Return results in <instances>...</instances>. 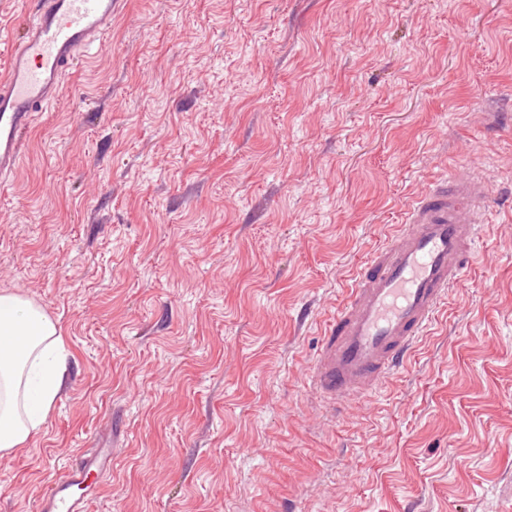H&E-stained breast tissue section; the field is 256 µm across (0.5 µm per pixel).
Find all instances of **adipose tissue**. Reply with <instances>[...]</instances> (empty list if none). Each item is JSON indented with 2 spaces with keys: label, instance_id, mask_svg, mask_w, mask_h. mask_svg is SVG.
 <instances>
[{
  "label": "adipose tissue",
  "instance_id": "obj_1",
  "mask_svg": "<svg viewBox=\"0 0 512 512\" xmlns=\"http://www.w3.org/2000/svg\"><path fill=\"white\" fill-rule=\"evenodd\" d=\"M63 350L57 324L41 305L0 292V453L45 424L66 385Z\"/></svg>",
  "mask_w": 512,
  "mask_h": 512
}]
</instances>
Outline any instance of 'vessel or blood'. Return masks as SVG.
<instances>
[{"instance_id": "vessel-or-blood-1", "label": "vessel or blood", "mask_w": 512, "mask_h": 512, "mask_svg": "<svg viewBox=\"0 0 512 512\" xmlns=\"http://www.w3.org/2000/svg\"><path fill=\"white\" fill-rule=\"evenodd\" d=\"M123 0H36L14 34L0 74V181L18 167L38 112L58 102L76 63L102 49ZM489 182L446 172L404 210L388 242L357 269L323 331L309 386L336 413L353 394L375 393L429 335L450 288L472 268ZM112 469V451L87 448L43 494L39 512H88L77 489Z\"/></svg>"}]
</instances>
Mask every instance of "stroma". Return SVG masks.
Masks as SVG:
<instances>
[{
  "label": "stroma",
  "mask_w": 512,
  "mask_h": 512,
  "mask_svg": "<svg viewBox=\"0 0 512 512\" xmlns=\"http://www.w3.org/2000/svg\"><path fill=\"white\" fill-rule=\"evenodd\" d=\"M492 189L479 264L400 375L307 386L355 269L447 169ZM68 385L0 453L37 512H512V0H124L0 185V290ZM112 471V450L108 448H84L80 463L70 467L42 495L40 512H88L91 500L96 494L77 495L75 488L87 489L85 485L91 476ZM85 485V487H81Z\"/></svg>",
  "instance_id": "stroma-1"
}]
</instances>
